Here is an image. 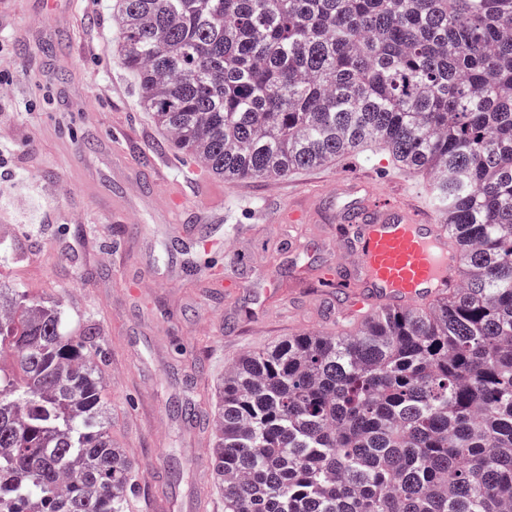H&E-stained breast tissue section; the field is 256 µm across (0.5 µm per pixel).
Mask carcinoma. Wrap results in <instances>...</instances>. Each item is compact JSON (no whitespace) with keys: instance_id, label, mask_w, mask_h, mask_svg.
<instances>
[{"instance_id":"1","label":"carcinoma","mask_w":512,"mask_h":512,"mask_svg":"<svg viewBox=\"0 0 512 512\" xmlns=\"http://www.w3.org/2000/svg\"><path fill=\"white\" fill-rule=\"evenodd\" d=\"M171 145L234 181L374 143L448 206L458 287L224 371V512H512V0H119ZM0 290V512H127L98 328Z\"/></svg>"}]
</instances>
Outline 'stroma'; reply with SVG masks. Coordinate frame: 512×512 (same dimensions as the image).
<instances>
[{"instance_id":"obj_1","label":"stroma","mask_w":512,"mask_h":512,"mask_svg":"<svg viewBox=\"0 0 512 512\" xmlns=\"http://www.w3.org/2000/svg\"><path fill=\"white\" fill-rule=\"evenodd\" d=\"M116 0H0V287L64 299L66 331L99 326L107 339L104 392L113 440L136 464L148 512H224L209 450L217 387L244 351L302 330L336 333V291L323 287L344 235L323 203L305 224H267L261 202L287 213L299 184L321 189L359 175L381 194L399 173L370 146L320 169L224 190L203 216L211 182L167 145L139 103L116 53ZM155 158L135 160L130 142ZM161 175L184 208L172 217L150 182ZM140 192H128L130 182ZM241 242L239 251L229 250ZM96 277L78 278L77 267ZM236 271L249 289L216 287L212 271ZM152 279L148 288L140 279ZM207 397L201 415L177 408Z\"/></svg>"}]
</instances>
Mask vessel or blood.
<instances>
[{
    "label": "vessel or blood",
    "mask_w": 512,
    "mask_h": 512,
    "mask_svg": "<svg viewBox=\"0 0 512 512\" xmlns=\"http://www.w3.org/2000/svg\"><path fill=\"white\" fill-rule=\"evenodd\" d=\"M400 195H379L366 182L352 178L339 184L336 196V220L357 226L354 239L340 245L331 265L322 269L328 287H336L339 275H346L354 293L342 316H350L382 301L390 309L429 304L441 299L449 280L455 279L462 248L450 245L442 216L424 220L420 206L414 204L417 188L405 183ZM327 194L308 190L305 205L290 210L286 219L306 220ZM266 223H280L276 212H264Z\"/></svg>",
    "instance_id": "b4317fda"
}]
</instances>
